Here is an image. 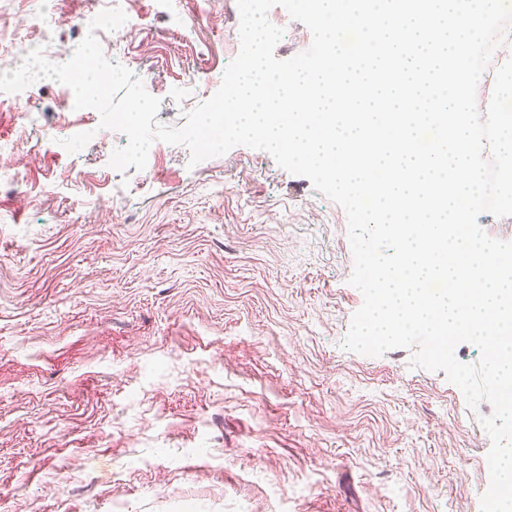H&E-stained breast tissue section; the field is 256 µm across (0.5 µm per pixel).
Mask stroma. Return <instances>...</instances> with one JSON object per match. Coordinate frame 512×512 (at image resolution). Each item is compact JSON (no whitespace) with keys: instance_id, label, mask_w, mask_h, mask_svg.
<instances>
[{"instance_id":"35a3bbf8","label":"stroma","mask_w":512,"mask_h":512,"mask_svg":"<svg viewBox=\"0 0 512 512\" xmlns=\"http://www.w3.org/2000/svg\"><path fill=\"white\" fill-rule=\"evenodd\" d=\"M92 0H0V73L66 62ZM104 55L178 128L240 49L237 0H112ZM276 58L312 43L282 6ZM41 79L0 92V512H481L489 402L348 351L345 211L265 151L191 164Z\"/></svg>"}]
</instances>
